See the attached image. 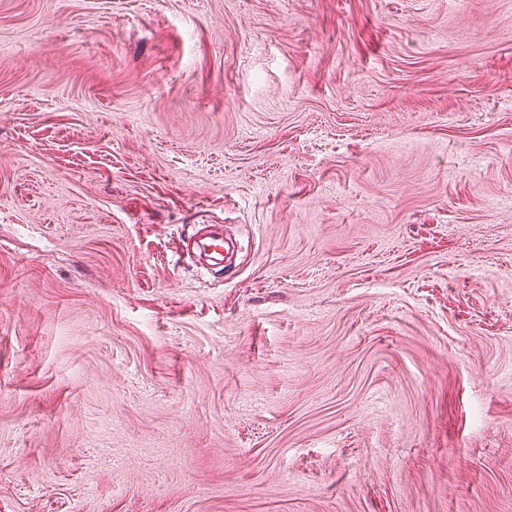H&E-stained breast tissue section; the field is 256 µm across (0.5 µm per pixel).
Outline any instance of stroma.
<instances>
[{
  "mask_svg": "<svg viewBox=\"0 0 512 512\" xmlns=\"http://www.w3.org/2000/svg\"><path fill=\"white\" fill-rule=\"evenodd\" d=\"M0 512H512V0H0Z\"/></svg>",
  "mask_w": 512,
  "mask_h": 512,
  "instance_id": "stroma-1",
  "label": "stroma"
}]
</instances>
